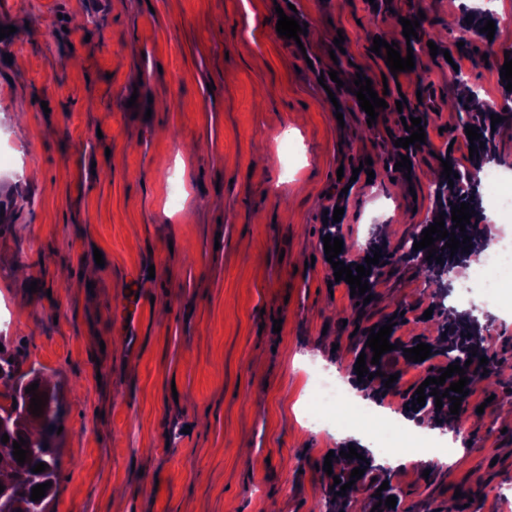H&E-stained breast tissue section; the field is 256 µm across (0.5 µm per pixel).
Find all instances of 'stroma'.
Wrapping results in <instances>:
<instances>
[{
	"instance_id": "35a3bbf8",
	"label": "stroma",
	"mask_w": 512,
	"mask_h": 512,
	"mask_svg": "<svg viewBox=\"0 0 512 512\" xmlns=\"http://www.w3.org/2000/svg\"><path fill=\"white\" fill-rule=\"evenodd\" d=\"M290 4L298 41L276 31ZM462 4L0 0L15 28L0 39V352L60 388L51 512H322L338 443L334 417L302 407L314 379L350 372L356 326L401 307L405 341L432 306L401 265L355 311L320 250L324 214L343 208L353 260L369 225H391L395 245L429 219L436 156L469 155L458 81L502 102L512 52V29L460 48ZM420 12L442 54L391 75L373 40ZM360 73L387 102L373 122L350 91ZM422 81L443 104L406 175L384 159L395 102ZM132 290L128 322L114 307ZM486 347L494 374L469 394L454 462L408 463L397 512H512V317Z\"/></svg>"
}]
</instances>
